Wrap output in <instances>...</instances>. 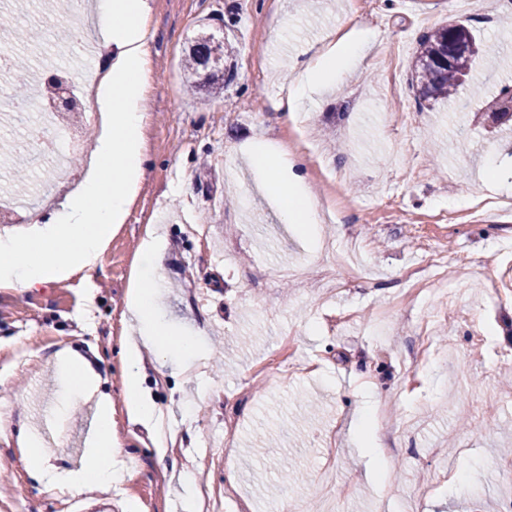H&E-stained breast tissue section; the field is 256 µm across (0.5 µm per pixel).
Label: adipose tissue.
Returning <instances> with one entry per match:
<instances>
[{
  "instance_id": "1",
  "label": "adipose tissue",
  "mask_w": 512,
  "mask_h": 512,
  "mask_svg": "<svg viewBox=\"0 0 512 512\" xmlns=\"http://www.w3.org/2000/svg\"><path fill=\"white\" fill-rule=\"evenodd\" d=\"M148 0H99L98 14L102 40L109 55L107 69L95 107L102 116V130L94 150L96 164L78 188L67 195L60 210L45 221L43 232L21 240L0 238V281L24 290L43 282L57 270L88 273L98 265L113 231L125 220L145 157L142 148L143 56L146 35L137 18L146 13ZM361 42L342 41L340 48H328L304 63L293 80L288 95L280 100L285 119L298 117L301 99L309 90H320L342 79L358 59ZM251 163L260 174L262 187L279 209L286 223L298 225L308 237H317L319 219L314 205L302 188L296 162L267 148L257 149ZM160 254L154 240H145L136 265L137 285L127 309L144 338L159 342L168 333L157 312L161 279L156 273ZM129 396L126 408L131 419L155 425L158 442L169 434L151 400L141 395V355L137 344L122 348ZM72 395L57 407L65 418L73 400L93 402L96 426L93 443L84 464L75 470L48 472L47 456L36 434L24 436L27 466L45 481L47 491L82 493L88 486L111 487L128 477L118 461L112 439V401L99 394L97 374L80 357H72L69 367Z\"/></svg>"
}]
</instances>
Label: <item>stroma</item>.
Masks as SVG:
<instances>
[{
    "label": "stroma",
    "mask_w": 512,
    "mask_h": 512,
    "mask_svg": "<svg viewBox=\"0 0 512 512\" xmlns=\"http://www.w3.org/2000/svg\"><path fill=\"white\" fill-rule=\"evenodd\" d=\"M143 90L146 162L123 224L88 278L56 274L25 291L0 284V512H77L116 500L122 512H184L178 474L192 471L202 512H500L512 496V128L476 120L512 85V26L497 0H149ZM237 52L223 92L182 70L199 25ZM461 23L494 50L477 90L457 104L419 102L412 60L429 29ZM283 39H275L277 27ZM374 38L336 86L309 93L306 120L277 108L306 61L344 35ZM293 151L307 193L325 197L318 244L281 221L247 157ZM155 227L157 305L173 336L142 352L141 391L173 440L130 419L120 349L134 261ZM450 297L412 289L427 250ZM474 272L460 277L458 256ZM197 338L186 362L176 340ZM76 354L112 400V433L133 470L109 488L47 492L23 435L59 425L47 452L70 448L93 406L56 421L60 360ZM381 408L388 466L354 428L364 401ZM234 479H227V472Z\"/></svg>",
    "instance_id": "obj_1"
}]
</instances>
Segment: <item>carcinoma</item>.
I'll return each instance as SVG.
<instances>
[{"label":"carcinoma","mask_w":512,"mask_h":512,"mask_svg":"<svg viewBox=\"0 0 512 512\" xmlns=\"http://www.w3.org/2000/svg\"><path fill=\"white\" fill-rule=\"evenodd\" d=\"M235 52L234 44L224 37L201 31L184 58L183 73L188 79L203 78L211 92L219 93L224 90V62ZM490 52L491 47L463 25H441L424 33L413 62L419 97L456 100L462 89L474 85L476 62ZM477 119L489 127L512 121V88L505 86L491 95Z\"/></svg>","instance_id":"obj_1"}]
</instances>
